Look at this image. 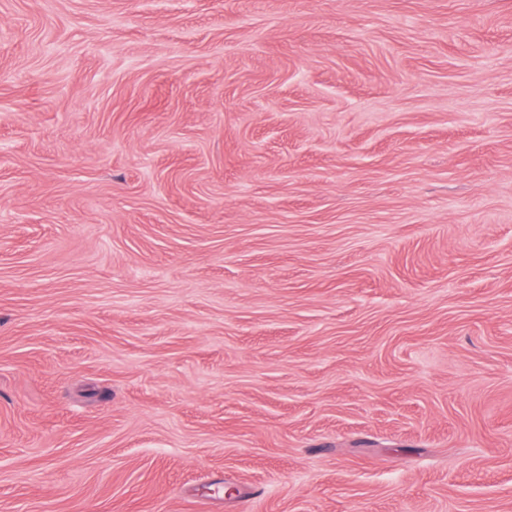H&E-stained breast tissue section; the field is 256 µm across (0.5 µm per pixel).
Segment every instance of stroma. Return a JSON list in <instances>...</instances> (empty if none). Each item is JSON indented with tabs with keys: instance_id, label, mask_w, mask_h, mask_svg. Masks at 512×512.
Segmentation results:
<instances>
[{
	"instance_id": "35a3bbf8",
	"label": "stroma",
	"mask_w": 512,
	"mask_h": 512,
	"mask_svg": "<svg viewBox=\"0 0 512 512\" xmlns=\"http://www.w3.org/2000/svg\"><path fill=\"white\" fill-rule=\"evenodd\" d=\"M0 512H512V0H0Z\"/></svg>"
}]
</instances>
